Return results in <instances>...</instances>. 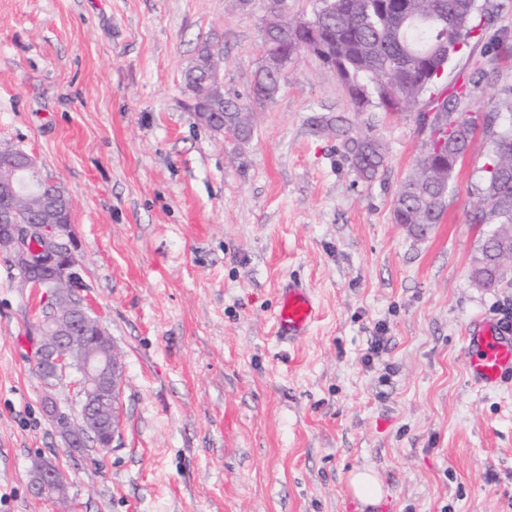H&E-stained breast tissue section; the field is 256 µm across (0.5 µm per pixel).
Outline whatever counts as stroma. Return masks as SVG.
I'll return each mask as SVG.
<instances>
[{
  "instance_id": "stroma-1",
  "label": "stroma",
  "mask_w": 512,
  "mask_h": 512,
  "mask_svg": "<svg viewBox=\"0 0 512 512\" xmlns=\"http://www.w3.org/2000/svg\"><path fill=\"white\" fill-rule=\"evenodd\" d=\"M270 4L0 0V139L71 197L83 294L124 362L120 436L71 454L32 372L40 297L0 259V512H60L30 492L39 457L73 512H512V379L485 389L466 364L468 323L512 317V261L495 287L473 278L494 230L470 221L489 145L471 142L440 223H394L435 98L358 107L302 53L252 104ZM478 5L483 34L441 87L512 34V0ZM206 42L225 99L252 105L247 142L193 119L184 74ZM338 118L381 140L375 179ZM291 281L319 307L295 343L272 320ZM364 468L384 486L373 507L348 482Z\"/></svg>"
}]
</instances>
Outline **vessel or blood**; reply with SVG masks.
<instances>
[{"instance_id": "1", "label": "vessel or blood", "mask_w": 512, "mask_h": 512, "mask_svg": "<svg viewBox=\"0 0 512 512\" xmlns=\"http://www.w3.org/2000/svg\"><path fill=\"white\" fill-rule=\"evenodd\" d=\"M316 308L308 289L291 285L283 288L281 305L275 315L278 335L300 339L308 335ZM469 374L485 386L496 385L512 373V326L486 317L467 326Z\"/></svg>"}]
</instances>
